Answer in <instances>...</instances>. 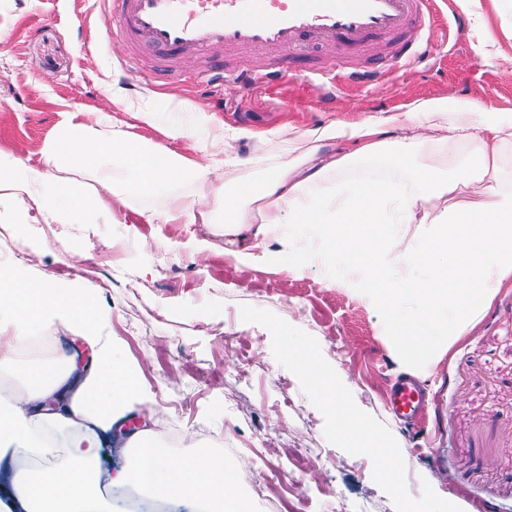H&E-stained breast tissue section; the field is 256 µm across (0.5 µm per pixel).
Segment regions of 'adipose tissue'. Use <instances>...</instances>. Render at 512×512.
I'll return each mask as SVG.
<instances>
[{
	"label": "adipose tissue",
	"mask_w": 512,
	"mask_h": 512,
	"mask_svg": "<svg viewBox=\"0 0 512 512\" xmlns=\"http://www.w3.org/2000/svg\"><path fill=\"white\" fill-rule=\"evenodd\" d=\"M165 135L164 145L119 129L100 138L87 123H67L44 152L41 169L17 157L0 160V198L31 200V209L15 215L18 224H92L125 207L124 190L152 195L179 181L196 183L195 203L174 196L164 214L140 211L136 222L220 224L228 235L251 233L259 246L275 231L285 247L311 248L322 262L333 252L347 253L351 263L337 271V285L358 288L387 315L399 355L411 363L434 360L495 284L512 274V190L502 185L512 119L482 116L468 106L448 112L429 99L383 120L288 129L264 159L262 183L242 182L232 196L220 184L224 135L212 134L193 159L170 147L188 137L187 126L171 125ZM462 144L468 150L461 157L456 150ZM359 158L386 159L392 178L322 189L328 172ZM66 168L96 170V187L62 178ZM473 181L486 184L481 199L454 201L458 186ZM419 267L429 269L427 279L410 278ZM0 305L34 328L58 320L79 328L99 356L85 369L72 361L24 366L23 405L0 404V458L41 460L13 476L10 507L112 512L93 468L99 434L121 423L140 390L99 334L93 295L59 290L42 278L1 276ZM66 423L75 432L64 433ZM132 458L123 480L149 495L188 503L191 512H252L236 470L222 457L199 454L174 467L159 449L141 446Z\"/></svg>",
	"instance_id": "1"
}]
</instances>
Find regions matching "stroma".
Segmentation results:
<instances>
[{"label":"stroma","mask_w":512,"mask_h":512,"mask_svg":"<svg viewBox=\"0 0 512 512\" xmlns=\"http://www.w3.org/2000/svg\"><path fill=\"white\" fill-rule=\"evenodd\" d=\"M441 16L460 14L463 33L414 68L391 66L366 90L324 100L303 79L306 67L381 65L383 44L343 57L332 44L302 47L293 75L278 86L248 90L227 83L203 88L192 77L206 62L249 68L267 51L216 47L186 56L148 82L127 65L119 42L101 32L96 0H0V153L40 168L68 120L95 121L100 137L113 125L156 143L164 129L201 112L207 125L174 142L193 156V141L223 129L241 157L271 149L286 128L313 130L341 121L376 120L423 99L453 112L475 105L512 117V0H438ZM125 100L126 109L112 104ZM153 113L144 122L142 113ZM250 239L224 237L209 224H129L101 216L38 232L0 224V249L13 270L54 287L96 293L99 328L141 385L132 411L152 429L151 444L183 457L220 453L242 468L240 486L254 512H512V277L431 364L405 367L389 321L366 297L332 284L329 264L285 249L278 234L250 262L235 259ZM85 268L76 277L72 268ZM249 366L250 384L237 377ZM370 428L345 434L321 400L314 371ZM416 378L427 402L416 421L385 405L391 384ZM188 429L195 444L172 447L166 430ZM401 465L398 482L379 470L376 444ZM268 483L266 496L255 492Z\"/></svg>","instance_id":"35a3bbf8"}]
</instances>
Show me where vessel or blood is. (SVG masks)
Masks as SVG:
<instances>
[{
  "label": "vessel or blood",
  "mask_w": 512,
  "mask_h": 512,
  "mask_svg": "<svg viewBox=\"0 0 512 512\" xmlns=\"http://www.w3.org/2000/svg\"><path fill=\"white\" fill-rule=\"evenodd\" d=\"M102 32L121 42L131 61L142 51L173 61L201 56L216 46L233 50L264 49L281 53L300 40L337 44L349 54L374 37L385 39L392 61L407 66L431 53L438 31L432 16L436 0H102ZM426 21V33L416 43H405L411 25ZM382 75L378 68L345 67L333 74L315 69L307 77L333 97L344 86L367 87ZM288 76L284 62L221 71L204 68L201 82L232 80L243 87L274 84ZM387 404L403 418L420 413L423 394L413 380L393 383Z\"/></svg>",
  "instance_id": "vessel-or-blood-1"
}]
</instances>
